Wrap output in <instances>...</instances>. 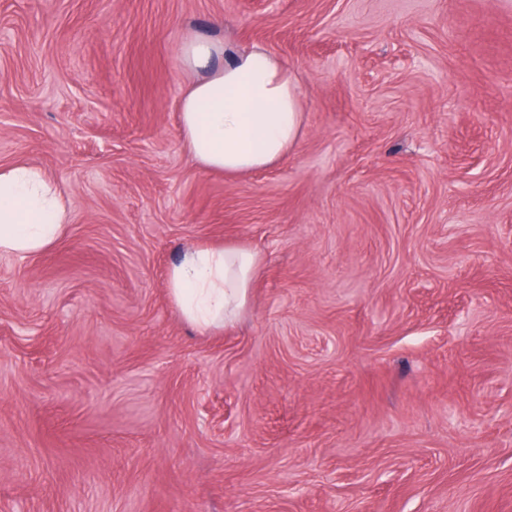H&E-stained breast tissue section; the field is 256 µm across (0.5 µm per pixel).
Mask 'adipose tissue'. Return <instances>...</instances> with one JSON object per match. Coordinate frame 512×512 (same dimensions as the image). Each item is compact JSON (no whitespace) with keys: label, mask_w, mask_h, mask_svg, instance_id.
<instances>
[{"label":"adipose tissue","mask_w":512,"mask_h":512,"mask_svg":"<svg viewBox=\"0 0 512 512\" xmlns=\"http://www.w3.org/2000/svg\"><path fill=\"white\" fill-rule=\"evenodd\" d=\"M178 62L192 76L178 103L179 131L201 169L247 174L276 166L298 146L300 81L271 50L189 35ZM67 222L62 192L40 170L0 167V254L44 252ZM258 266L246 250L193 246L169 267L166 287L184 320L209 331L237 320Z\"/></svg>","instance_id":"adipose-tissue-1"}]
</instances>
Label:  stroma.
I'll use <instances>...</instances> for the list:
<instances>
[{
  "instance_id": "stroma-1",
  "label": "stroma",
  "mask_w": 512,
  "mask_h": 512,
  "mask_svg": "<svg viewBox=\"0 0 512 512\" xmlns=\"http://www.w3.org/2000/svg\"><path fill=\"white\" fill-rule=\"evenodd\" d=\"M300 79V145L180 138L186 34ZM70 220L0 254V512H512V0H0V166ZM259 259L239 322L170 300ZM258 266L257 255L246 250L192 246L169 267L166 287L183 319L209 331L237 320Z\"/></svg>"
}]
</instances>
